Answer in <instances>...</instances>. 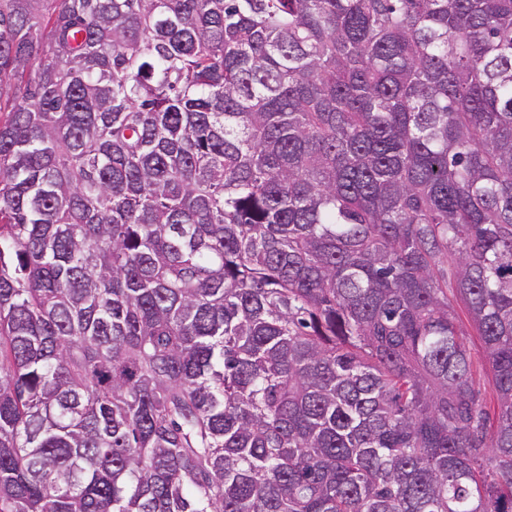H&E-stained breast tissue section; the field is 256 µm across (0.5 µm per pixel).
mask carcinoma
<instances>
[{"label": "carcinoma", "instance_id": "carcinoma-1", "mask_svg": "<svg viewBox=\"0 0 512 512\" xmlns=\"http://www.w3.org/2000/svg\"><path fill=\"white\" fill-rule=\"evenodd\" d=\"M0 512H512V0H0Z\"/></svg>", "mask_w": 512, "mask_h": 512}]
</instances>
